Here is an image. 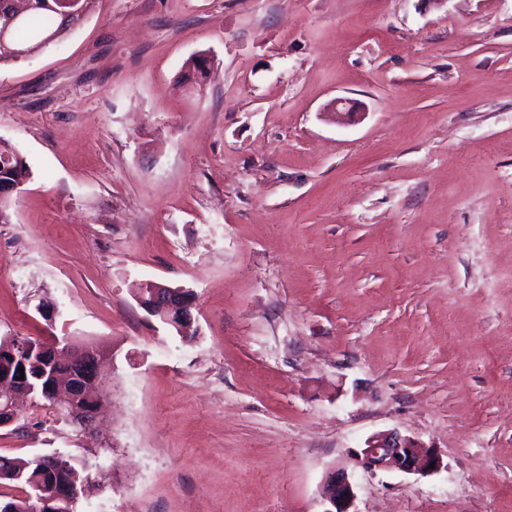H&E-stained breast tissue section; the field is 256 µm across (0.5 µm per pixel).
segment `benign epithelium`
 Masks as SVG:
<instances>
[{
  "label": "benign epithelium",
  "instance_id": "benign-epithelium-1",
  "mask_svg": "<svg viewBox=\"0 0 512 512\" xmlns=\"http://www.w3.org/2000/svg\"><path fill=\"white\" fill-rule=\"evenodd\" d=\"M139 306L150 316L174 327L177 332L191 323V298L181 287L156 282L142 285L136 296ZM85 359L74 365V370L57 378L51 400L66 418L83 431L91 430L99 417L100 408L89 410L81 403L86 390L95 391L98 399L107 393V378L101 371L105 353L90 346L84 350ZM28 390L19 381L0 377V427H8L18 419L17 404L26 398ZM354 458L364 469H386L406 474H427L429 466L439 469L442 461L431 449L418 440L397 431L373 434L364 446L354 452ZM356 494L354 485L343 468L332 469L326 477L323 500L329 505L324 512H350Z\"/></svg>",
  "mask_w": 512,
  "mask_h": 512
}]
</instances>
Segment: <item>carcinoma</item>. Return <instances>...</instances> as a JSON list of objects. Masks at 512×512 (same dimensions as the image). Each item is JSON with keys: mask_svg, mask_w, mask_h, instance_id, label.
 <instances>
[{"mask_svg": "<svg viewBox=\"0 0 512 512\" xmlns=\"http://www.w3.org/2000/svg\"><path fill=\"white\" fill-rule=\"evenodd\" d=\"M24 13L16 17V0H0V32L8 30V45H0V64L16 61V51L25 46L28 39L42 32L45 36L57 39L67 35L92 8L93 0H79L81 10L66 16L60 0H22ZM31 175L23 157L9 149H0V223L9 222L10 196L18 194ZM8 342L20 343L23 350L13 359L2 350ZM79 347L59 350L58 359L52 360L42 351V342L29 336L15 335L0 337V374L14 373L20 364H25V374L32 395L36 401L49 402L47 392L54 373H67L71 370L69 354H77ZM7 480L24 488L25 495L12 498L0 505V512H42L40 502L52 494V481L44 476L33 458H10L0 456V481Z\"/></svg>", "mask_w": 512, "mask_h": 512, "instance_id": "carcinoma-1", "label": "carcinoma"}]
</instances>
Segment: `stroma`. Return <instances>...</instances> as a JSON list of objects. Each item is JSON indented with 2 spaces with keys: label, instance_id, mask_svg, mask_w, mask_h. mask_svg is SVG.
Returning a JSON list of instances; mask_svg holds the SVG:
<instances>
[{
  "label": "stroma",
  "instance_id": "stroma-1",
  "mask_svg": "<svg viewBox=\"0 0 512 512\" xmlns=\"http://www.w3.org/2000/svg\"><path fill=\"white\" fill-rule=\"evenodd\" d=\"M2 145L0 337L112 353L97 433L0 428L76 512H323L339 464L355 512H512V0H95L0 64ZM387 430L441 468L353 466ZM31 175L29 166L23 157L9 149L0 148V223L9 222V205L11 198L17 196ZM8 184L10 191L4 193V185ZM15 193V194H14ZM13 194V195H12ZM12 195V196H11ZM11 196V197H10ZM10 197V199H9ZM136 299L148 315L159 318L178 333L183 334L191 323L192 303L184 288L147 282L139 289Z\"/></svg>",
  "mask_w": 512,
  "mask_h": 512
}]
</instances>
